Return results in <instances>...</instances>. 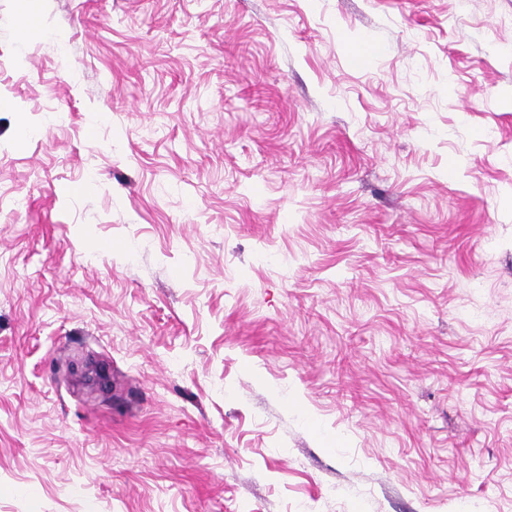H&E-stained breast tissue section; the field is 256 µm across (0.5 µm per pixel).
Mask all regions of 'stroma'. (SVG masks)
<instances>
[{"mask_svg": "<svg viewBox=\"0 0 512 512\" xmlns=\"http://www.w3.org/2000/svg\"><path fill=\"white\" fill-rule=\"evenodd\" d=\"M0 512H512V0H0Z\"/></svg>", "mask_w": 512, "mask_h": 512, "instance_id": "35a3bbf8", "label": "stroma"}]
</instances>
